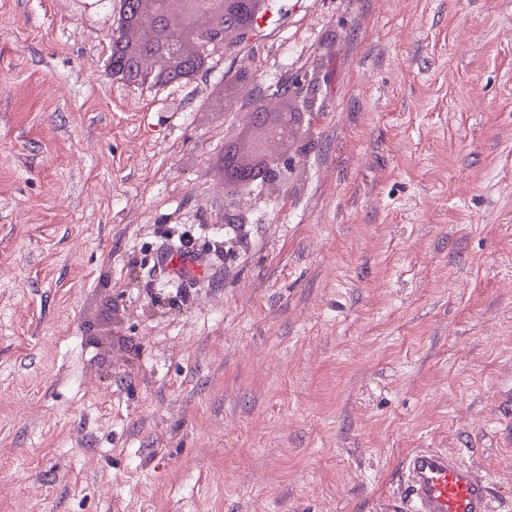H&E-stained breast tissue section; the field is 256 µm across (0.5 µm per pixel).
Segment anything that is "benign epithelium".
Segmentation results:
<instances>
[{"label": "benign epithelium", "mask_w": 512, "mask_h": 512, "mask_svg": "<svg viewBox=\"0 0 512 512\" xmlns=\"http://www.w3.org/2000/svg\"><path fill=\"white\" fill-rule=\"evenodd\" d=\"M270 0H114L109 36L110 74L129 85H168L207 71L228 39L248 42ZM304 113L284 112L253 142L266 158L271 139L286 140L303 125Z\"/></svg>", "instance_id": "7a95c632"}]
</instances>
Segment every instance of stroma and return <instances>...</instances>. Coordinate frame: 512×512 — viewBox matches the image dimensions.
Masks as SVG:
<instances>
[{
	"mask_svg": "<svg viewBox=\"0 0 512 512\" xmlns=\"http://www.w3.org/2000/svg\"><path fill=\"white\" fill-rule=\"evenodd\" d=\"M109 19L0 0V512H376L415 448L512 512V0H274L160 88ZM300 75L280 193L223 215Z\"/></svg>",
	"mask_w": 512,
	"mask_h": 512,
	"instance_id": "obj_1",
	"label": "stroma"
}]
</instances>
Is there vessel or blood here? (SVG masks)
Returning a JSON list of instances; mask_svg holds the SVG:
<instances>
[{
	"instance_id": "b4317fda",
	"label": "vessel or blood",
	"mask_w": 512,
	"mask_h": 512,
	"mask_svg": "<svg viewBox=\"0 0 512 512\" xmlns=\"http://www.w3.org/2000/svg\"><path fill=\"white\" fill-rule=\"evenodd\" d=\"M399 512H495L490 483L472 464L437 448L403 460Z\"/></svg>"
}]
</instances>
